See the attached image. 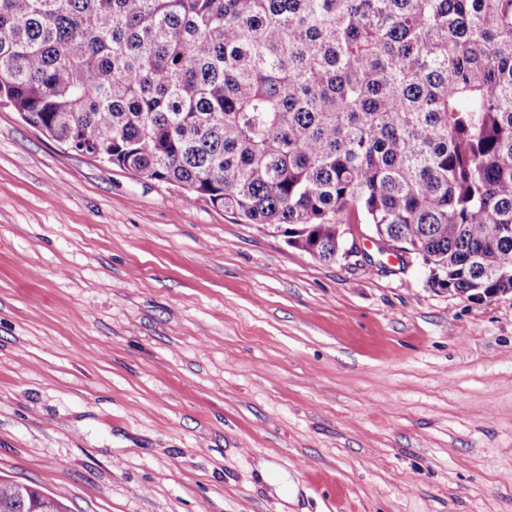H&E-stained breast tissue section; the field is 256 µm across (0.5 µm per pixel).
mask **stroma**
Masks as SVG:
<instances>
[{"label":"stroma","mask_w":512,"mask_h":512,"mask_svg":"<svg viewBox=\"0 0 512 512\" xmlns=\"http://www.w3.org/2000/svg\"><path fill=\"white\" fill-rule=\"evenodd\" d=\"M345 230L320 261L0 106V477L69 512H512V293Z\"/></svg>","instance_id":"stroma-1"}]
</instances>
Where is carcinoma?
Wrapping results in <instances>:
<instances>
[{
	"mask_svg": "<svg viewBox=\"0 0 512 512\" xmlns=\"http://www.w3.org/2000/svg\"><path fill=\"white\" fill-rule=\"evenodd\" d=\"M0 103L320 260L361 221L512 289V0H0Z\"/></svg>",
	"mask_w": 512,
	"mask_h": 512,
	"instance_id": "carcinoma-1",
	"label": "carcinoma"
}]
</instances>
